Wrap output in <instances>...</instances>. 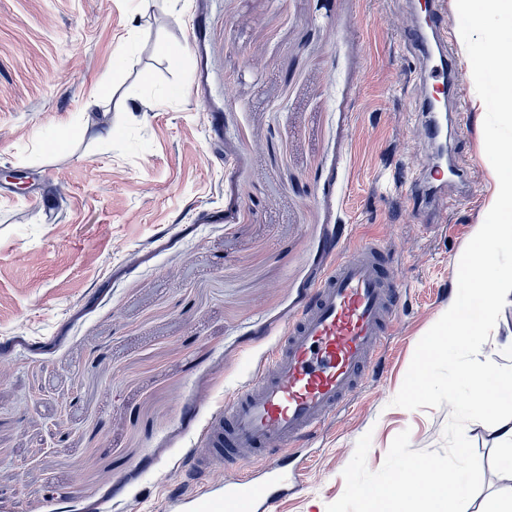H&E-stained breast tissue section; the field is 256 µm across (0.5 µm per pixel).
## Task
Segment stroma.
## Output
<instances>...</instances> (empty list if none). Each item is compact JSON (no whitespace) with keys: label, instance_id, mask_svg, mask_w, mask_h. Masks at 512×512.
<instances>
[{"label":"stroma","instance_id":"obj_1","mask_svg":"<svg viewBox=\"0 0 512 512\" xmlns=\"http://www.w3.org/2000/svg\"><path fill=\"white\" fill-rule=\"evenodd\" d=\"M417 0H0V512H172L198 424L267 358L331 255L384 239L401 310L375 380L307 447L278 512H326L356 443L441 450L393 406L489 211L484 102L459 50L469 192L424 227L394 190L431 148L401 34ZM61 188L58 223L40 207ZM480 359L512 365V295ZM466 512L512 493L495 426Z\"/></svg>","mask_w":512,"mask_h":512}]
</instances>
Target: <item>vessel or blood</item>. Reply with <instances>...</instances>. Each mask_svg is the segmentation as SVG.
<instances>
[{
  "label": "vessel or blood",
  "mask_w": 512,
  "mask_h": 512,
  "mask_svg": "<svg viewBox=\"0 0 512 512\" xmlns=\"http://www.w3.org/2000/svg\"><path fill=\"white\" fill-rule=\"evenodd\" d=\"M425 14L403 36L405 49L429 84L416 106L433 148L448 138V83L458 75V52L448 38L446 0H428ZM439 166L407 187L409 201L426 227H438L446 197ZM392 253L379 239L332 260L306 303L279 334L265 366L238 387L202 423L199 435L211 454L198 471L236 470L218 487L224 512H273L295 487L294 447L313 440L339 417L381 363L399 307L400 285L387 262Z\"/></svg>",
  "instance_id": "b4317fda"
}]
</instances>
